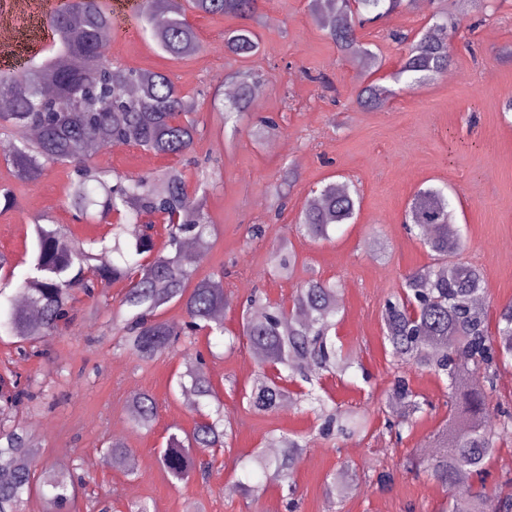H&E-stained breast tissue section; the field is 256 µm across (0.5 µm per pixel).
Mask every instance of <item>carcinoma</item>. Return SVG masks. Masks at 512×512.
Here are the masks:
<instances>
[{
    "instance_id": "cac0c4a2",
    "label": "carcinoma",
    "mask_w": 512,
    "mask_h": 512,
    "mask_svg": "<svg viewBox=\"0 0 512 512\" xmlns=\"http://www.w3.org/2000/svg\"><path fill=\"white\" fill-rule=\"evenodd\" d=\"M404 0H309L313 19L326 30L344 57L376 72L381 61L364 42L360 31L399 8ZM433 11L426 25L408 39L399 67L389 76L392 84L365 80L352 103L370 111H382L400 92L430 82L448 72L452 46L448 29L455 18L448 0H431ZM258 0H142L139 21L156 47L172 58L199 55L202 43L188 13L233 15L251 19ZM111 22L100 0H69L63 11L47 19L52 36L48 54L38 52L20 69H0V98L11 109L0 112V154L22 180L40 178L49 163L68 164L75 180L64 204L76 220L112 214V238L102 236L89 248L74 241L55 224L33 225L35 252L23 276L21 288L35 310L12 304L0 308V331L14 339L19 358L43 355L41 345L60 336L75 313L74 293L98 296L116 283L125 284L110 323L117 333L116 347L150 363L183 343L192 344L199 334L231 350L246 341L260 355L258 370L244 390L248 409L270 414L283 400L308 404L325 438L343 442L362 437L368 428V411H346L315 393V389L290 393L288 380L306 383L322 372L344 375L355 361L336 345L340 288L330 280L311 278L302 282L291 303H272L257 293L242 302L241 323L234 332L213 312L226 304L224 274L196 276L183 261L186 242L202 251L211 247L214 225L210 224L198 193L207 192L222 179L215 169H201L188 178L178 167L162 173H116L91 164L90 146L119 141L157 155L183 157L199 131L198 103L185 94L166 73L127 67L109 58L101 49L100 33ZM224 52L245 60L259 55L256 33L243 25L224 33ZM69 58L81 66L66 65ZM265 80L260 69L242 73L235 95L214 98L212 108L223 127L236 131L237 118L247 110L255 86ZM51 86L53 94L45 93ZM39 136L30 140L27 130ZM357 192L347 182L332 181L312 191L299 211L295 229L311 241H328L338 224L356 218ZM158 214L165 222L167 240L157 247L154 225L143 216ZM456 212L448 185H429L414 195L404 215L409 231L417 232L431 262L404 274L398 291L384 305V344L393 361L446 379L448 421L438 434L439 451L418 454L411 466L423 471L448 494L441 512H512V472L490 483L485 465L503 445L512 443V410L497 402L495 391L501 365L512 361V302L498 309L495 327H490L484 305L481 271L460 259L464 248L458 230L448 231ZM112 253V262L98 263L102 252ZM298 255L282 241L270 256L269 273L281 279L293 277ZM183 310L181 324L163 319L172 305ZM202 360L186 364L177 386L195 397L199 420L180 437L168 436L159 455L160 468L179 482L196 473H209L210 462L201 453H215L233 439L234 427L224 399L202 368ZM35 383L11 380V390L0 399V512H21L24 496L37 491L47 512H69L77 486L85 476L73 471L56 472L34 468L35 454L20 422L11 409L36 398ZM429 405L419 400L403 375L395 377L380 402L385 428L396 437L413 428L415 414ZM158 404L146 391L128 399V416L141 429L153 427ZM306 444L299 436L274 430L263 446L249 455L250 466L263 480L288 485L295 493V469ZM107 453L127 474L138 471L135 454L118 438ZM475 478L464 497L455 494L458 476ZM330 512L355 486L346 474L329 475L325 482Z\"/></svg>"
}]
</instances>
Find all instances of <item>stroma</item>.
Returning a JSON list of instances; mask_svg holds the SVG:
<instances>
[{"mask_svg":"<svg viewBox=\"0 0 512 512\" xmlns=\"http://www.w3.org/2000/svg\"><path fill=\"white\" fill-rule=\"evenodd\" d=\"M430 13L427 6H407L364 29V40L383 60V74L396 69L402 52L392 34L419 31ZM461 20L462 27L451 38L450 70L457 80L440 77L401 93L385 111L373 112L353 106L361 68L343 57L314 22L309 0H265L253 29L261 47L258 63L268 76L266 94L261 106L249 107L244 120L277 119L274 139L283 146L275 152L268 141L254 142L248 132L222 134L212 114L210 94L248 66L224 53V33L242 26L241 18L191 15L203 50L190 59L163 54L139 30L136 19L126 21L125 36L111 41L109 57L130 67L167 72L184 92L201 97L203 126L191 154L219 166L223 180L206 197L214 243L195 270L200 276L224 272L229 299L225 326L237 330L240 303L253 290L280 302L290 300L310 276L338 282L336 333L357 366L341 378L322 374L320 383L337 404L371 410V429L365 438L337 449L317 435L312 416L298 406L266 415L244 409L238 395L226 390L232 380L238 387L248 386L258 367L242 343L206 361L234 423L230 452L216 455L208 477L184 486L171 484L157 462V451L169 434L191 430L198 418L196 406L186 405L174 385L185 361L205 351L206 341L198 339L149 364L118 350L104 314L124 292L123 284H115L96 304L78 296L75 321L65 335L49 341L45 357L16 359L9 337L0 338V369L13 366L21 377L36 379L43 387L33 408L19 415L38 446V465L55 470L63 464L90 478L72 512H100L105 504L111 512H128L135 501L153 504L155 512H267L271 507L276 512H325L326 476L348 468L356 469L359 486L342 512H439L445 500L441 488L410 471L406 462L433 444L446 418L442 384L429 373L408 370L414 389L434 407L419 413L401 440L385 434L384 416L376 406L394 373L383 346V303L398 289L403 274L430 261L402 224L419 188L444 182L458 191L456 223L466 240L461 258L481 269L490 312L512 301V258L505 252L512 245V112L504 110L512 99V59L501 55L503 47H512V6L497 10L489 0H469ZM100 159L124 173L153 172L176 163L175 158L131 145L101 153ZM289 167L297 178L287 184L283 173ZM336 180L357 187V217L337 226L332 241L310 242L295 231L297 214L312 189ZM70 181V168L54 164L37 181L22 182L0 159V186L10 187L18 201L17 208L0 213V254L16 273L26 269L31 226L42 214L79 242L108 232L107 224L74 220L64 204ZM278 190L287 206L277 215L271 203ZM255 225L264 228L262 238H251ZM376 237L388 243L387 258L369 250V241ZM283 238L299 257L289 280L268 272L272 246ZM139 391L153 394L158 403L156 422L148 431L133 428L127 414L128 397ZM273 429L304 435L308 441L295 475L293 511L287 507L286 491L235 466ZM115 438L134 450L137 475H126L113 464L88 467L89 458L104 454L106 441ZM381 471L394 475L388 487L373 479ZM245 483L257 487L256 496L244 495Z\"/></svg>","mask_w":512,"mask_h":512,"instance_id":"stroma-1","label":"stroma"}]
</instances>
